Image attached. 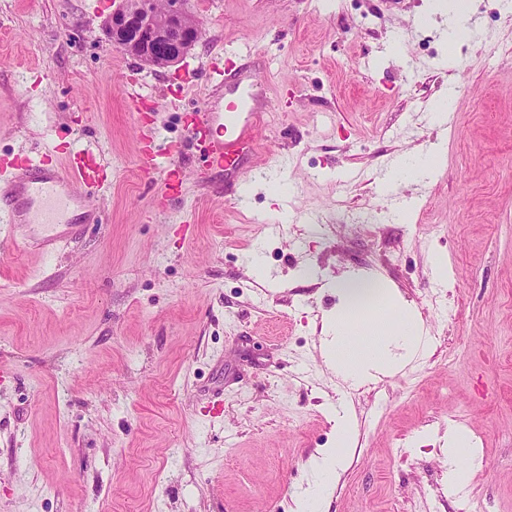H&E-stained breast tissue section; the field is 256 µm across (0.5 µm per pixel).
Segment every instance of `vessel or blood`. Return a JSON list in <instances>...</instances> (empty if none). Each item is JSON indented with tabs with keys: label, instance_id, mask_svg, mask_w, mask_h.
<instances>
[{
	"label": "vessel or blood",
	"instance_id": "obj_1",
	"mask_svg": "<svg viewBox=\"0 0 512 512\" xmlns=\"http://www.w3.org/2000/svg\"><path fill=\"white\" fill-rule=\"evenodd\" d=\"M207 80L236 94L240 104L228 111L203 105L187 138L209 166L232 174L253 141L258 92L243 71L216 64L210 66ZM100 186L95 161L72 165L23 159L15 171L0 173V223L6 225L15 247L53 255L72 241L81 225L101 223L99 210L90 203Z\"/></svg>",
	"mask_w": 512,
	"mask_h": 512
}]
</instances>
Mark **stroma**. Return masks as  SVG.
<instances>
[{
    "instance_id": "obj_1",
    "label": "stroma",
    "mask_w": 512,
    "mask_h": 512,
    "mask_svg": "<svg viewBox=\"0 0 512 512\" xmlns=\"http://www.w3.org/2000/svg\"><path fill=\"white\" fill-rule=\"evenodd\" d=\"M438 3L190 0L202 35L157 68L109 41L112 0H0V164L92 153L104 218L50 259L0 239V512H296L336 407L354 442L326 512H512V13L468 0L475 39L452 47ZM229 50L269 103L230 183L171 153L223 105L201 69ZM433 151L392 207L380 180ZM340 207L372 221L318 223ZM345 271L429 338L360 385L321 343ZM452 428L480 460L459 491ZM469 440L465 433L456 429L448 431V485H459L468 482L472 472L467 466H459V450L467 448Z\"/></svg>"
}]
</instances>
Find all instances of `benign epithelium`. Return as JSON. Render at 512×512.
<instances>
[{
  "mask_svg": "<svg viewBox=\"0 0 512 512\" xmlns=\"http://www.w3.org/2000/svg\"><path fill=\"white\" fill-rule=\"evenodd\" d=\"M155 0H118L105 21L112 44L137 46L142 58L155 67L165 68L181 61L197 44L201 25L189 19L188 0H166L164 26L155 22Z\"/></svg>",
  "mask_w": 512,
  "mask_h": 512,
  "instance_id": "obj_1",
  "label": "benign epithelium"
}]
</instances>
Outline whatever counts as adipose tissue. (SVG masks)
<instances>
[{"instance_id": "ef3b65f1", "label": "adipose tissue", "mask_w": 512, "mask_h": 512, "mask_svg": "<svg viewBox=\"0 0 512 512\" xmlns=\"http://www.w3.org/2000/svg\"><path fill=\"white\" fill-rule=\"evenodd\" d=\"M359 283L356 277L337 280L336 292L343 298L344 306L324 325L327 358L346 379L356 384L370 380L374 372H384L399 364L401 358L390 355V347L403 349L404 356L409 358L427 347V339L413 318L394 310L383 311L384 293L368 297L360 290ZM351 438L349 419L337 416L336 445L313 459L312 467L319 481L300 497V512H320L330 480L344 466L343 450Z\"/></svg>"}]
</instances>
